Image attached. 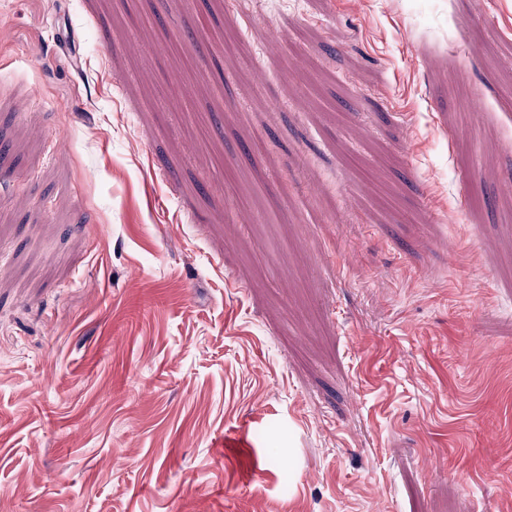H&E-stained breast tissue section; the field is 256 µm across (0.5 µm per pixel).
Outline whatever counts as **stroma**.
Here are the masks:
<instances>
[{"label":"stroma","mask_w":512,"mask_h":512,"mask_svg":"<svg viewBox=\"0 0 512 512\" xmlns=\"http://www.w3.org/2000/svg\"><path fill=\"white\" fill-rule=\"evenodd\" d=\"M0 512H512V0H0Z\"/></svg>","instance_id":"1"}]
</instances>
